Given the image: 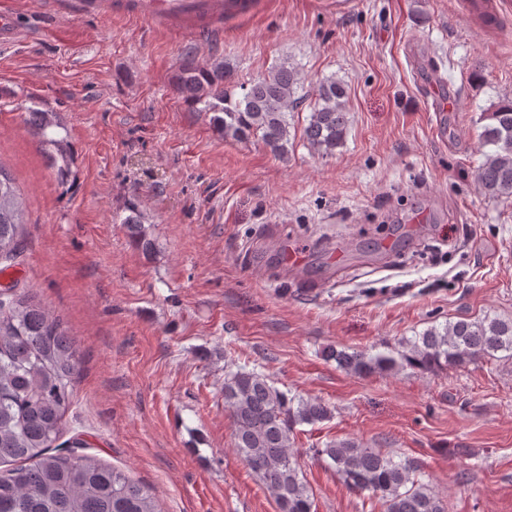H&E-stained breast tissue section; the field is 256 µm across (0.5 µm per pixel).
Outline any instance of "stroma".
<instances>
[{
    "mask_svg": "<svg viewBox=\"0 0 512 512\" xmlns=\"http://www.w3.org/2000/svg\"><path fill=\"white\" fill-rule=\"evenodd\" d=\"M492 2L495 30L460 0H256L187 35L0 0L20 27L0 45V165L25 202L9 277L77 341L65 436L84 433L161 512H278L224 408L243 367L331 410L294 432L315 512H383L316 456L344 439L410 462L448 512H512V360L361 378L324 355L512 319V204L474 184L480 115L512 98V0ZM189 54L239 82L284 61L306 88L341 80L343 146L309 149L305 104L287 160L225 140L174 86ZM437 71L453 105L431 111ZM34 100L65 126L67 180L24 122ZM136 186L148 250L123 225Z\"/></svg>",
    "mask_w": 512,
    "mask_h": 512,
    "instance_id": "35a3bbf8",
    "label": "stroma"
}]
</instances>
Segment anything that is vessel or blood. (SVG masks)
I'll list each match as a JSON object with an SVG mask.
<instances>
[{
	"mask_svg": "<svg viewBox=\"0 0 512 512\" xmlns=\"http://www.w3.org/2000/svg\"><path fill=\"white\" fill-rule=\"evenodd\" d=\"M42 6L60 20L128 16L158 30L198 35L221 31L225 18L239 12L230 0H42Z\"/></svg>",
	"mask_w": 512,
	"mask_h": 512,
	"instance_id": "obj_1",
	"label": "vessel or blood"
}]
</instances>
